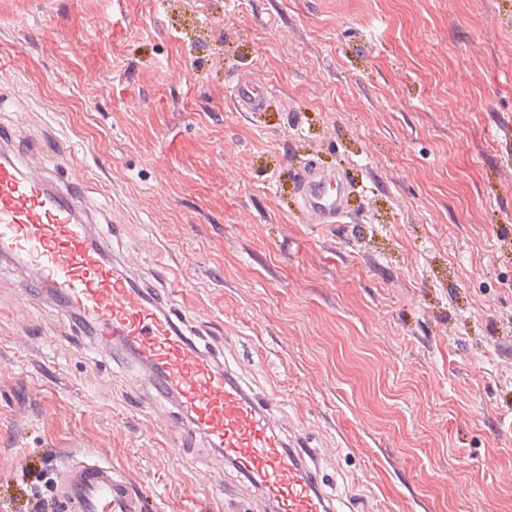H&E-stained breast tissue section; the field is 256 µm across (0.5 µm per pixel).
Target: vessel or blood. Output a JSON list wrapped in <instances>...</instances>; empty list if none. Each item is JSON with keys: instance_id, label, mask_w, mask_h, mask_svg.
Masks as SVG:
<instances>
[{"instance_id": "b4317fda", "label": "vessel or blood", "mask_w": 512, "mask_h": 512, "mask_svg": "<svg viewBox=\"0 0 512 512\" xmlns=\"http://www.w3.org/2000/svg\"><path fill=\"white\" fill-rule=\"evenodd\" d=\"M267 93L252 80L233 82L243 111H261ZM64 166L71 180L51 183L35 152L21 150L13 132H0V260L27 271L24 295L46 297L60 315L88 323L98 348H120L144 364L154 395L175 401L187 431L223 449L273 512H333L317 468L308 463L314 452L290 418L248 394L112 257L82 192L83 160L72 155ZM351 192L335 171L315 164L295 178L297 207L317 224L342 223ZM157 275L169 285V302L186 306L171 266L161 264ZM56 492L71 512H148L123 472L92 458L67 464Z\"/></svg>"}]
</instances>
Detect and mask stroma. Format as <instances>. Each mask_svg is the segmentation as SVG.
Listing matches in <instances>:
<instances>
[{
  "instance_id": "stroma-1",
  "label": "stroma",
  "mask_w": 512,
  "mask_h": 512,
  "mask_svg": "<svg viewBox=\"0 0 512 512\" xmlns=\"http://www.w3.org/2000/svg\"><path fill=\"white\" fill-rule=\"evenodd\" d=\"M267 86L241 111L232 76ZM0 90L84 152L127 267L172 255L213 353L324 449L340 512H512V0H0ZM350 219L299 213L307 162ZM0 264V512L41 460L159 512H261L143 369Z\"/></svg>"
}]
</instances>
